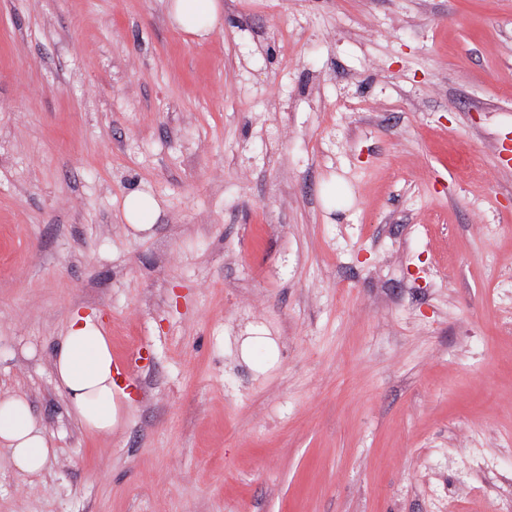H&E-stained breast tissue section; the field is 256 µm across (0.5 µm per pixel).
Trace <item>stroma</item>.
I'll list each match as a JSON object with an SVG mask.
<instances>
[{
    "label": "stroma",
    "mask_w": 512,
    "mask_h": 512,
    "mask_svg": "<svg viewBox=\"0 0 512 512\" xmlns=\"http://www.w3.org/2000/svg\"><path fill=\"white\" fill-rule=\"evenodd\" d=\"M170 3L0 0V396L55 446L0 512H512V0ZM170 17L185 33L198 34L221 23L217 0H174ZM124 216L137 231L149 230L158 217L159 206L153 197L132 191L124 199ZM112 343L89 317L75 315L54 356L56 387L85 429L111 435L123 422L128 395L113 376Z\"/></svg>",
    "instance_id": "obj_1"
}]
</instances>
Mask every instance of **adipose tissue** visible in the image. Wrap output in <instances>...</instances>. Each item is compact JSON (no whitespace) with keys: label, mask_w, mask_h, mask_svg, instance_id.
<instances>
[{"label":"adipose tissue","mask_w":512,"mask_h":512,"mask_svg":"<svg viewBox=\"0 0 512 512\" xmlns=\"http://www.w3.org/2000/svg\"><path fill=\"white\" fill-rule=\"evenodd\" d=\"M170 17L183 32L197 34L220 25L217 0H174ZM55 383L85 429L108 435L123 422L126 393L113 375L112 343L92 319L74 316L53 361ZM0 446L15 468L41 471L54 452L44 426L25 397L0 399Z\"/></svg>","instance_id":"adipose-tissue-1"}]
</instances>
